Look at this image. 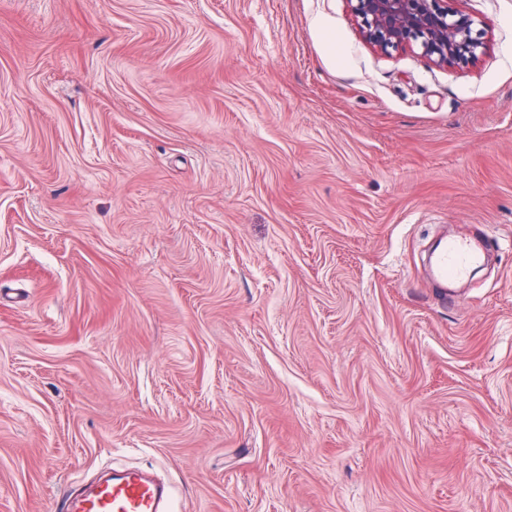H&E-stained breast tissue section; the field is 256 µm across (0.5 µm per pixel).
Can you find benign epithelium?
<instances>
[{
	"label": "benign epithelium",
	"instance_id": "1",
	"mask_svg": "<svg viewBox=\"0 0 512 512\" xmlns=\"http://www.w3.org/2000/svg\"><path fill=\"white\" fill-rule=\"evenodd\" d=\"M365 25V36L386 50L416 42L433 63L464 69L484 53L473 36L474 20L448 6V0H348Z\"/></svg>",
	"mask_w": 512,
	"mask_h": 512
}]
</instances>
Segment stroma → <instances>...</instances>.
Segmentation results:
<instances>
[{
    "label": "stroma",
    "mask_w": 512,
    "mask_h": 512,
    "mask_svg": "<svg viewBox=\"0 0 512 512\" xmlns=\"http://www.w3.org/2000/svg\"><path fill=\"white\" fill-rule=\"evenodd\" d=\"M449 5L463 70L348 0H0V512H512V0ZM443 231L497 243L450 303ZM58 512H172L168 486L148 470H113L83 493H65Z\"/></svg>",
    "instance_id": "stroma-1"
}]
</instances>
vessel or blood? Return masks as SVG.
<instances>
[{
	"mask_svg": "<svg viewBox=\"0 0 512 512\" xmlns=\"http://www.w3.org/2000/svg\"><path fill=\"white\" fill-rule=\"evenodd\" d=\"M490 248L488 241L452 240L433 259L435 277L464 278ZM57 512H171L168 486L147 470H116L84 492L64 494Z\"/></svg>",
	"mask_w": 512,
	"mask_h": 512,
	"instance_id": "b4317fda",
	"label": "vessel or blood"
}]
</instances>
